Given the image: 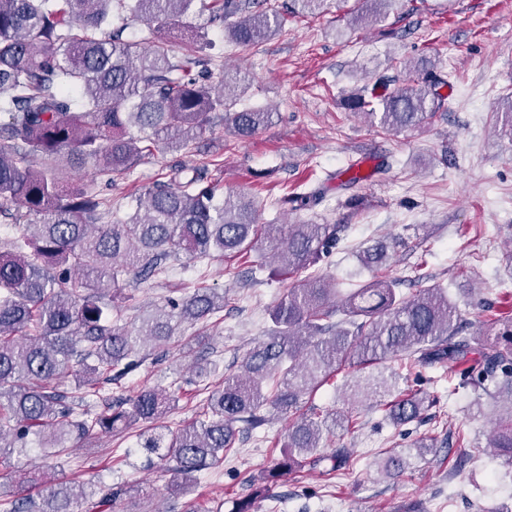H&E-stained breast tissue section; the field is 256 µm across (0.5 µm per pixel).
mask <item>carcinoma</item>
<instances>
[{
	"instance_id": "cac0c4a2",
	"label": "carcinoma",
	"mask_w": 512,
	"mask_h": 512,
	"mask_svg": "<svg viewBox=\"0 0 512 512\" xmlns=\"http://www.w3.org/2000/svg\"><path fill=\"white\" fill-rule=\"evenodd\" d=\"M240 47L278 33L288 15L314 14L325 0H0V217L20 235L0 241V460L25 450L38 437L47 457L71 437L122 433L137 422L155 424L175 407L177 393L145 387L112 402L99 384L118 383L152 353L163 350L180 325H195L224 310V293L202 285L180 299L168 298L129 323L112 317L115 299L130 300L128 275L144 283L165 275L168 262L224 259L248 254L262 240L290 274L317 263L336 247L334 224H261L255 201L204 182L198 167L183 168L158 182L127 219L105 224L111 200L86 185L63 179L61 159L92 164L107 182L127 174L160 144L183 148L217 118L245 138L272 123L263 108L237 111L226 92L237 80L224 74V90L205 77L197 49L205 33L186 21L195 3ZM145 22L150 40H124L111 10ZM424 76L389 88L381 80L347 96V106L385 131L420 128L443 107L438 89L448 80L434 65ZM79 94L75 104L73 94ZM512 142V100L497 127ZM396 242H376L358 254L374 278L343 289L317 272L288 289L269 312L265 339L247 352L224 386L209 395L202 418L170 436L151 434L141 448L172 465L181 481L209 469L234 449L235 424L257 429L270 406L291 420L279 459L259 476L263 489L307 464L330 462L327 474L350 469L351 453L337 448L319 455L323 435L355 427L342 417L301 413L304 398L348 368L343 389L353 407L384 403L386 417L400 425L418 419L434 403L410 386L397 368L405 361L441 368L458 387L482 390L490 399L512 401V316L479 302L483 341L460 335L463 319L448 289L431 285L403 296L385 274ZM216 364L196 361L184 384H197ZM71 376L85 396L76 401L57 389ZM104 409L80 408L85 398ZM470 417L490 425L488 447L512 465V405L488 411L478 396ZM444 439L431 433L415 441L418 454L437 453ZM40 491L21 498L15 512H77L83 504L108 512L112 499L128 493L120 484L97 485L39 478Z\"/></svg>"
}]
</instances>
